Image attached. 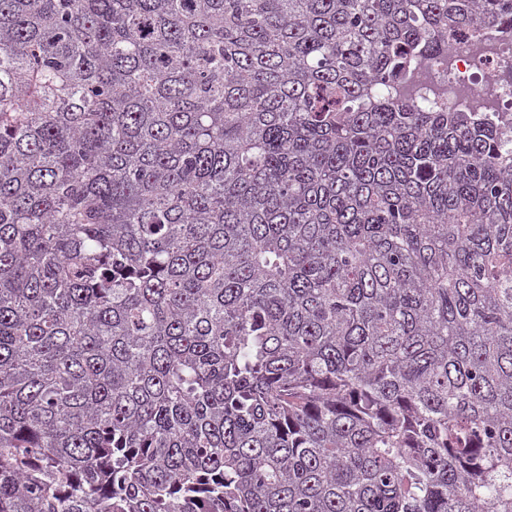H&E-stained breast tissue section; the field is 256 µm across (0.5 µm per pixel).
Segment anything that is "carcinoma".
I'll list each match as a JSON object with an SVG mask.
<instances>
[{
  "instance_id": "obj_1",
  "label": "carcinoma",
  "mask_w": 512,
  "mask_h": 512,
  "mask_svg": "<svg viewBox=\"0 0 512 512\" xmlns=\"http://www.w3.org/2000/svg\"><path fill=\"white\" fill-rule=\"evenodd\" d=\"M512 0H0V512H512V127L412 63Z\"/></svg>"
}]
</instances>
